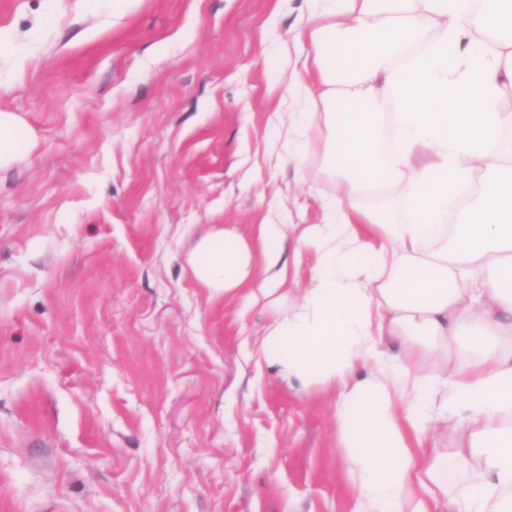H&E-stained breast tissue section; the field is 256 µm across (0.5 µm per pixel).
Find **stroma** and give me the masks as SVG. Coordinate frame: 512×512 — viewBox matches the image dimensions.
Masks as SVG:
<instances>
[{
  "instance_id": "stroma-1",
  "label": "stroma",
  "mask_w": 512,
  "mask_h": 512,
  "mask_svg": "<svg viewBox=\"0 0 512 512\" xmlns=\"http://www.w3.org/2000/svg\"><path fill=\"white\" fill-rule=\"evenodd\" d=\"M317 0H0V512H354L336 399L256 362L278 304L186 272L204 230L319 224L277 135ZM22 125L12 112H0V170L12 165L21 152L18 148V133Z\"/></svg>"
}]
</instances>
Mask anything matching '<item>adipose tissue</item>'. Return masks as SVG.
I'll list each match as a JSON object with an SVG mask.
<instances>
[{"label":"adipose tissue","instance_id":"adipose-tissue-1","mask_svg":"<svg viewBox=\"0 0 512 512\" xmlns=\"http://www.w3.org/2000/svg\"><path fill=\"white\" fill-rule=\"evenodd\" d=\"M288 77L289 149L322 121L344 180L320 224L221 229L187 260L213 294L287 282L282 243L315 242V273L256 349L284 376L334 390L360 512H512V0H332ZM321 101L323 112L312 110ZM389 112L395 158L382 145ZM452 227L451 238L439 230ZM400 344L391 353L388 344ZM437 367L426 378L424 363ZM445 422L459 466L426 455Z\"/></svg>","mask_w":512,"mask_h":512}]
</instances>
